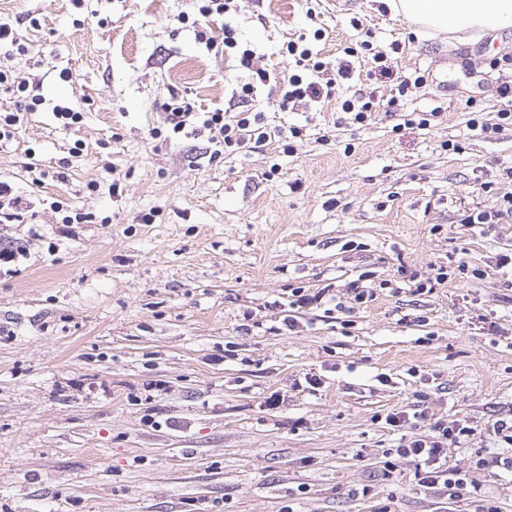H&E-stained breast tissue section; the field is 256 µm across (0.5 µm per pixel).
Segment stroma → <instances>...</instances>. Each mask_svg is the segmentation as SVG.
I'll list each match as a JSON object with an SVG mask.
<instances>
[{"label": "stroma", "mask_w": 512, "mask_h": 512, "mask_svg": "<svg viewBox=\"0 0 512 512\" xmlns=\"http://www.w3.org/2000/svg\"><path fill=\"white\" fill-rule=\"evenodd\" d=\"M198 6L0 0L26 46L10 67L43 97L0 148V180L28 203L0 223L21 251L0 268V512H512V467H476L512 458L490 430L512 418V269L497 265L512 252L499 210L512 126L467 124L505 106L512 69L488 62L512 54V29L460 40L417 34L388 0H320L311 17L305 0H236L240 38L272 73L288 41L317 30L328 76L344 47L356 53L311 111H280L258 88L269 128H302L291 152L274 139L218 156L207 131L173 133L164 109L174 94L198 112L246 108L234 91L249 74L197 38ZM417 76L400 102L433 118L402 129L383 102ZM369 92L380 104L356 123L341 104ZM57 106L82 112L79 130ZM56 200L92 207L94 223L62 225ZM474 207L494 223H463ZM439 266L443 284L410 292ZM356 283L376 299L353 301ZM295 288L326 298L295 310ZM401 410L468 420L476 433L448 463L479 492L420 485L393 453L420 427L385 422ZM498 92H499V96L502 98V99H505L507 104L506 106L509 107V109H502L501 112H498V119L500 122L498 123H494V124H491V123H487L485 121H482L481 117H479L480 113L479 112H470L469 114L470 115H473V117H471L468 122H469V125L471 127H474V128H479L481 129L482 132H485V133H497L496 131L500 130L504 124L506 125H512V87L511 85H504V86H500L498 88ZM510 121V122H509Z\"/></svg>", "instance_id": "stroma-1"}]
</instances>
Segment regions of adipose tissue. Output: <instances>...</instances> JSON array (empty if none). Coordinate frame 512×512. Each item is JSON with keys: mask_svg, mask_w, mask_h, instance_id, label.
Returning <instances> with one entry per match:
<instances>
[{"mask_svg": "<svg viewBox=\"0 0 512 512\" xmlns=\"http://www.w3.org/2000/svg\"><path fill=\"white\" fill-rule=\"evenodd\" d=\"M391 7L421 28L463 39L512 29V0H392Z\"/></svg>", "mask_w": 512, "mask_h": 512, "instance_id": "obj_1", "label": "adipose tissue"}]
</instances>
